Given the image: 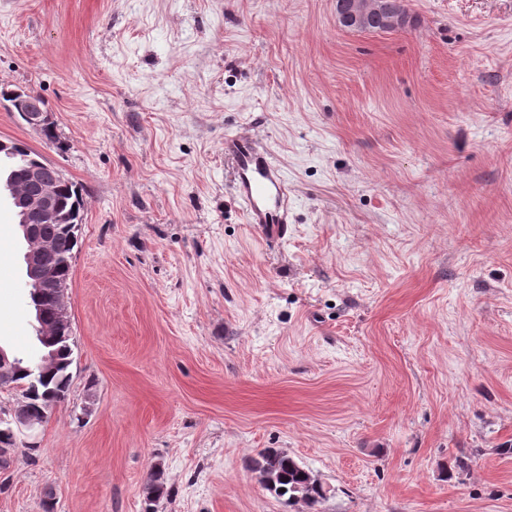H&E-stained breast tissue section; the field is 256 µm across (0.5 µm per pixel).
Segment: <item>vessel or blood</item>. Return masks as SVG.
Returning <instances> with one entry per match:
<instances>
[{"label": "vessel or blood", "instance_id": "obj_1", "mask_svg": "<svg viewBox=\"0 0 512 512\" xmlns=\"http://www.w3.org/2000/svg\"><path fill=\"white\" fill-rule=\"evenodd\" d=\"M224 153L235 162L233 191L247 223L266 239L284 238L291 221L288 183L269 152L251 137L228 135Z\"/></svg>", "mask_w": 512, "mask_h": 512}]
</instances>
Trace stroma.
Here are the masks:
<instances>
[{
    "instance_id": "35a3bbf8",
    "label": "stroma",
    "mask_w": 512,
    "mask_h": 512,
    "mask_svg": "<svg viewBox=\"0 0 512 512\" xmlns=\"http://www.w3.org/2000/svg\"><path fill=\"white\" fill-rule=\"evenodd\" d=\"M0 0V140L82 194L72 381L0 467V512H285L245 467L282 448L320 512H512V0ZM292 187L269 243L224 137ZM0 203V346L35 360ZM466 473L448 477L455 458ZM365 28L390 31L409 22L404 0H350ZM10 110L18 112L22 120L31 128L41 132L52 124L50 112H47L39 97L22 89H15L9 96ZM169 496L164 471L157 464L152 468L147 484L144 488V512H157L159 502Z\"/></svg>"
}]
</instances>
